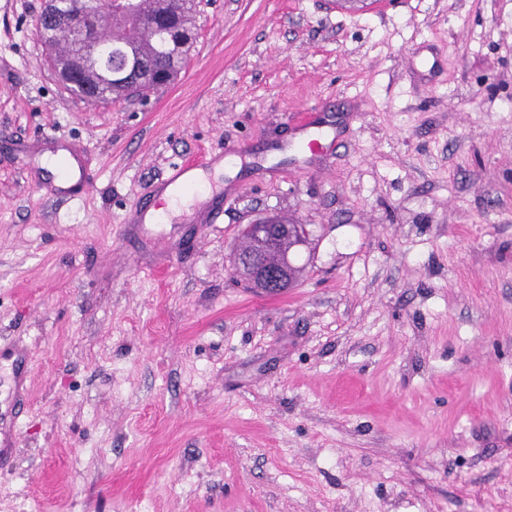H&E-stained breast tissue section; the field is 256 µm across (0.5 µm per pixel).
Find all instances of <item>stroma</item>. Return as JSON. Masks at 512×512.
<instances>
[{
  "mask_svg": "<svg viewBox=\"0 0 512 512\" xmlns=\"http://www.w3.org/2000/svg\"><path fill=\"white\" fill-rule=\"evenodd\" d=\"M44 6L0 0V512H512V0H198L177 78L98 104ZM46 133L90 186L41 195ZM211 153L219 223H126ZM276 217L267 294L233 259ZM198 168L199 164L192 161H184L182 163L175 164L170 168L167 177L157 183L150 193H152V195H160L170 186H189L191 177ZM162 198L166 202V207H161L160 209L170 210L171 213L179 214L182 207L186 208L190 205V202H187L182 207L176 208V206L172 204L171 196L168 191L163 194ZM10 359V375L13 378L12 392L15 403L21 404L27 396L31 360L28 353L21 349L12 350L10 353Z\"/></svg>",
  "mask_w": 512,
  "mask_h": 512,
  "instance_id": "1",
  "label": "stroma"
}]
</instances>
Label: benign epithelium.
I'll return each mask as SVG.
<instances>
[{"label":"benign epithelium","mask_w":512,"mask_h":512,"mask_svg":"<svg viewBox=\"0 0 512 512\" xmlns=\"http://www.w3.org/2000/svg\"><path fill=\"white\" fill-rule=\"evenodd\" d=\"M127 5L126 0H101L99 13L94 15L84 10L74 8L64 15L52 12L41 13L35 23L36 30L62 24L81 34L90 44V54L87 60L100 71V78L105 84H112L114 73L109 66L112 58V41L104 38L108 24L103 17H112V12ZM253 242V250L243 253L237 260L235 274L245 280L259 278L274 290L281 288L284 274L290 262L268 263L270 256L277 252L278 241L290 233L287 224H269L259 222L249 224L244 228Z\"/></svg>","instance_id":"benign-epithelium-1"}]
</instances>
